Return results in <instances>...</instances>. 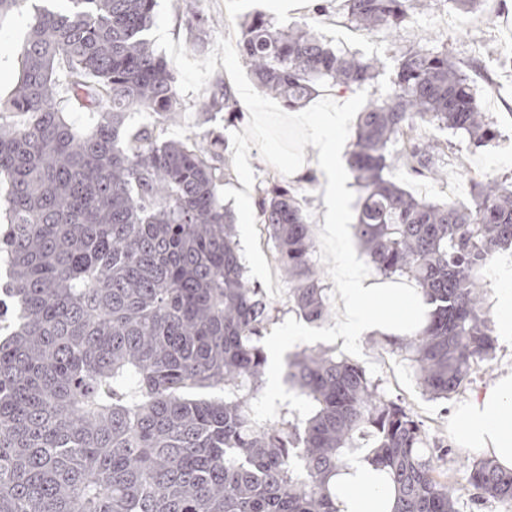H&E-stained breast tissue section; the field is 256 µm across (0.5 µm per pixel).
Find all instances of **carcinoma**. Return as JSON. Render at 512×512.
Returning <instances> with one entry per match:
<instances>
[{
    "instance_id": "cac0c4a2",
    "label": "carcinoma",
    "mask_w": 512,
    "mask_h": 512,
    "mask_svg": "<svg viewBox=\"0 0 512 512\" xmlns=\"http://www.w3.org/2000/svg\"><path fill=\"white\" fill-rule=\"evenodd\" d=\"M34 8L14 51L19 78L0 100V254L14 329L0 341V512H338L331 479L356 441L388 471L394 512H460V489L424 452L420 421L365 370L323 349L288 359L286 379L311 405L299 428L251 408L272 307L250 282L220 186L231 177L212 130L163 138L183 110L176 76L146 38L156 0H65ZM361 32L398 31L428 0H342ZM241 54L262 92L298 109L330 86L375 81L379 59L334 50L307 22L241 24ZM91 122L78 126L77 111ZM155 113L129 129L130 114ZM205 120L240 107L213 86ZM497 138L448 45L406 50L369 100L348 165L359 188L354 234L384 278L420 288L426 319L392 343L422 391L447 400L488 366L495 339L481 271L512 247V176L473 179L472 205L417 197L387 173L448 175V142ZM259 218L276 242L288 302L328 318L302 200L273 181ZM224 389L204 400L193 389ZM468 485L512 503V470L475 461Z\"/></svg>"
}]
</instances>
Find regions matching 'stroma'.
Returning <instances> with one entry per match:
<instances>
[{"mask_svg":"<svg viewBox=\"0 0 512 512\" xmlns=\"http://www.w3.org/2000/svg\"><path fill=\"white\" fill-rule=\"evenodd\" d=\"M42 0H30L22 11L0 20V97H8L18 76V64L12 52L27 32L30 14ZM195 8L207 19L199 34H192L183 0H171L173 40L183 41L189 59H203L214 48L217 37H230L239 33L244 17L262 13L273 18L277 28L308 21L324 41L333 49L374 57L381 61L384 72L377 83L368 86L369 96L384 92L392 78L397 60L406 49L429 42L444 43L450 56L459 64L478 58L482 69L471 72L470 78L479 100L499 130L495 146L474 148L467 143H457L448 152L447 180L433 179L410 172L404 166L391 171L394 180L413 193L437 202L453 201L460 204L471 200L470 179L475 175L512 174V70L492 64L490 57L502 45L512 43V0H486L482 11L467 15L466 22L456 27L440 23L441 15L453 13L448 0H437L428 9L414 14L397 34L379 31L352 40H340L338 29L344 27L341 0H196ZM210 94L209 88L200 93H187L181 101L183 110L167 125V138L183 140L206 129L219 131L223 136L242 131L247 125L248 114L230 118L217 116L204 121L198 110L202 99ZM249 164L255 173L251 198H258V190L267 181L276 180L298 191L309 222L314 229L324 225V194L315 175L316 168H309L307 176L291 177L279 173L259 154L258 148L249 151ZM272 319L263 331L261 344L268 356L263 384L253 410L260 420L293 422L305 420L310 408L289 389L285 381V360L288 347L289 326L298 327L303 333L306 347L332 348L342 352L364 368L387 397L412 409L422 421L430 440L435 462L449 482L463 488L461 512H512V504L478 498L468 489L467 477L474 461L468 451L452 445L448 426L452 413L476 392L493 382L503 371L512 369V339L497 338L491 369L474 375L467 388L450 400H434L424 394L414 377V369L407 360L392 354L386 338L369 336L358 343H350L338 333L340 308L334 298H327L329 316L322 324L305 322L288 305L287 295L274 297Z\"/></svg>","mask_w":512,"mask_h":512,"instance_id":"35a3bbf8","label":"stroma"}]
</instances>
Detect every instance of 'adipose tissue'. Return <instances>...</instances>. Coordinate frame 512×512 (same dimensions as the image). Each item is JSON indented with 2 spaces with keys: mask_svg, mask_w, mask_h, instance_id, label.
I'll use <instances>...</instances> for the list:
<instances>
[{
  "mask_svg": "<svg viewBox=\"0 0 512 512\" xmlns=\"http://www.w3.org/2000/svg\"><path fill=\"white\" fill-rule=\"evenodd\" d=\"M338 304L342 335L357 339L377 333L394 339L411 332L421 309L416 288L382 283L348 260H340ZM455 444L487 453L512 470V371L500 374L454 412L449 428ZM395 493L386 471L353 464L336 477L339 512H393Z\"/></svg>",
  "mask_w": 512,
  "mask_h": 512,
  "instance_id": "ef3b65f1",
  "label": "adipose tissue"
}]
</instances>
